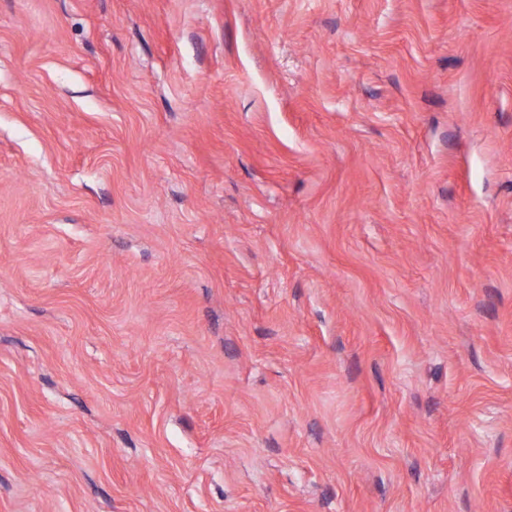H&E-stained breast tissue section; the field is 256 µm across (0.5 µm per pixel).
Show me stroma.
Instances as JSON below:
<instances>
[{"mask_svg": "<svg viewBox=\"0 0 512 512\" xmlns=\"http://www.w3.org/2000/svg\"><path fill=\"white\" fill-rule=\"evenodd\" d=\"M0 512H512V0H0Z\"/></svg>", "mask_w": 512, "mask_h": 512, "instance_id": "obj_1", "label": "stroma"}]
</instances>
